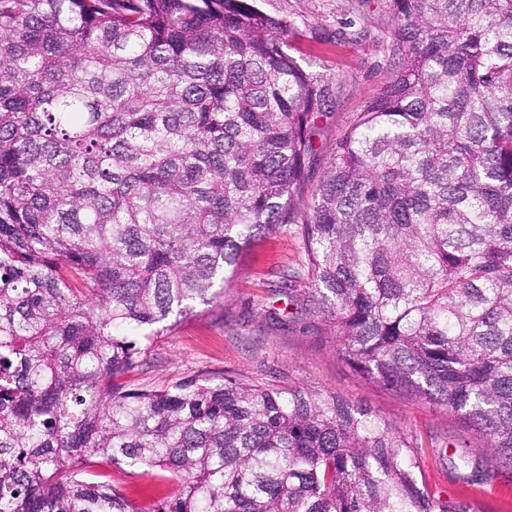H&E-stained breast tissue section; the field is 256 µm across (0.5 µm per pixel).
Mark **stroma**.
I'll use <instances>...</instances> for the list:
<instances>
[{
	"mask_svg": "<svg viewBox=\"0 0 512 512\" xmlns=\"http://www.w3.org/2000/svg\"><path fill=\"white\" fill-rule=\"evenodd\" d=\"M275 18L294 20V56L333 81L332 100L315 139V157L299 192L309 200L339 138L367 102L390 84L395 61L390 52L393 25L389 0H255ZM288 292H280L282 274ZM325 316L314 303L299 228L280 225L260 234L242 254L231 288L216 306H198L172 330L142 341V365L131 387H160L200 374L334 395L370 410L405 433L420 458L428 488L442 497L469 502L475 512H512V466L486 469L490 451L456 415L405 393L357 377L343 362L336 343L324 336ZM90 480L108 481L135 505L168 495L169 473L117 468L102 463Z\"/></svg>",
	"mask_w": 512,
	"mask_h": 512,
	"instance_id": "obj_1",
	"label": "stroma"
}]
</instances>
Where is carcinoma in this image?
Wrapping results in <instances>:
<instances>
[{
    "instance_id": "carcinoma-1",
    "label": "carcinoma",
    "mask_w": 512,
    "mask_h": 512,
    "mask_svg": "<svg viewBox=\"0 0 512 512\" xmlns=\"http://www.w3.org/2000/svg\"><path fill=\"white\" fill-rule=\"evenodd\" d=\"M398 69L304 208L332 79L251 0H0V512H472L331 395L131 388L140 335L300 225L326 335L512 465V0H390ZM170 473L136 509L84 478Z\"/></svg>"
}]
</instances>
